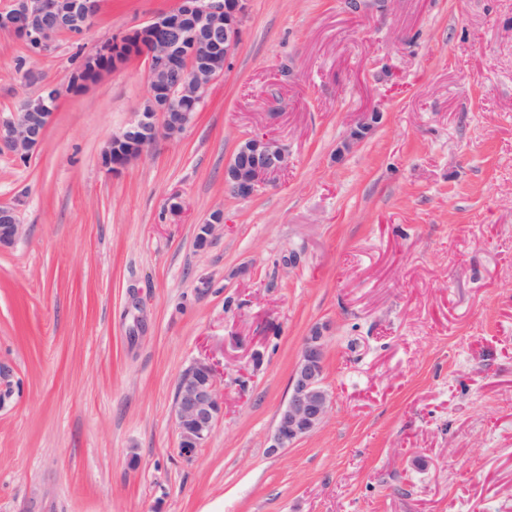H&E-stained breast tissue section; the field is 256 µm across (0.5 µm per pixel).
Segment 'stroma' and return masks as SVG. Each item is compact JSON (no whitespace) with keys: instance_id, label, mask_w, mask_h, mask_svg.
<instances>
[{"instance_id":"obj_1","label":"stroma","mask_w":512,"mask_h":512,"mask_svg":"<svg viewBox=\"0 0 512 512\" xmlns=\"http://www.w3.org/2000/svg\"><path fill=\"white\" fill-rule=\"evenodd\" d=\"M175 4L105 0L39 57L0 32V116ZM145 92L131 61L0 155V512H512V0H247L194 122L110 173ZM253 135L288 166L234 197ZM315 328L333 410L270 453ZM196 360L224 413L188 459ZM22 234L15 211L8 206H0V250L12 247ZM218 372L209 361L189 366L177 383L173 420L183 456L191 457L209 438L224 403L217 395Z\"/></svg>"}]
</instances>
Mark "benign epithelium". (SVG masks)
Wrapping results in <instances>:
<instances>
[{"label":"benign epithelium","mask_w":512,"mask_h":512,"mask_svg":"<svg viewBox=\"0 0 512 512\" xmlns=\"http://www.w3.org/2000/svg\"><path fill=\"white\" fill-rule=\"evenodd\" d=\"M103 0H12L0 11V32L26 44L34 56L55 46L63 34L81 37L100 13ZM246 0H177L142 26L112 37L84 57L68 84L52 82L21 102L20 111L0 119V152L30 157L42 143L59 100L79 92L133 58L146 62L147 91L134 121L106 142L104 168L118 172L143 157L163 138L180 135L195 119L211 84L238 49ZM288 166V152L267 137L245 139L224 171L225 189L252 196ZM22 234L15 211L0 206V250ZM327 340L313 329L301 343L269 452L276 453L315 433L328 419L333 397L325 386ZM218 372L209 361L189 366L177 383L173 420L183 456L191 457L209 438L224 403L217 395Z\"/></svg>","instance_id":"benign-epithelium-1"}]
</instances>
